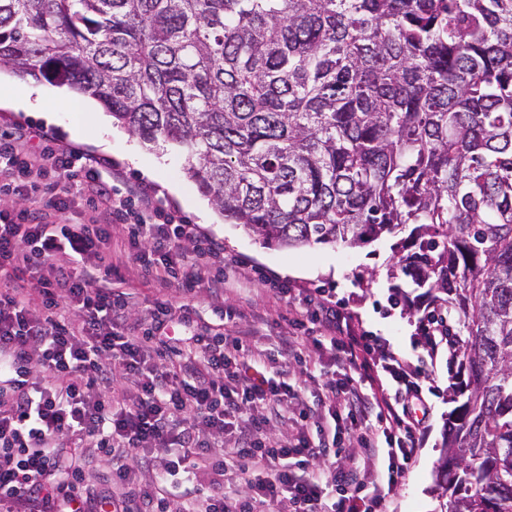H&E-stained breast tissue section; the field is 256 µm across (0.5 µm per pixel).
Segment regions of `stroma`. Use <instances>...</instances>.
Returning a JSON list of instances; mask_svg holds the SVG:
<instances>
[{"mask_svg": "<svg viewBox=\"0 0 512 512\" xmlns=\"http://www.w3.org/2000/svg\"><path fill=\"white\" fill-rule=\"evenodd\" d=\"M37 84L45 93L44 104L18 112L0 107V130L10 131L18 126L45 130L62 148L110 159L133 182L146 179L145 170H152L154 177L150 182L166 204L191 223L199 222L194 206L205 202L206 197L187 176L185 157L179 150L143 142L113 124L105 128L95 126L77 112L80 94L44 80ZM203 230L223 243L226 257L241 261L229 274L225 309L231 313L246 310L250 305L267 309L269 323L255 324L253 332L256 342L269 353H278L281 337L302 333L293 324L286 304L273 295L269 281L276 278L298 290L319 288L329 292L337 305L351 315L355 331L381 338L388 354L408 361L412 370L418 372L419 384L433 412L426 422L423 443L387 510L438 512L432 491L433 470L441 456L443 434L453 408L447 396L452 383L448 351L443 347L432 351L418 344L415 319L389 302L393 283L389 275L392 237L359 247L338 244L283 249L262 244L243 227L225 223L220 215L213 223L204 225ZM369 270L375 271V278L362 281V274Z\"/></svg>", "mask_w": 512, "mask_h": 512, "instance_id": "stroma-1", "label": "stroma"}]
</instances>
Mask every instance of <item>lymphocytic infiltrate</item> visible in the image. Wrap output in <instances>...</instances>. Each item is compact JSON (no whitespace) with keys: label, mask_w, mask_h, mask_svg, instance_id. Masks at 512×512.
<instances>
[{"label":"lymphocytic infiltrate","mask_w":512,"mask_h":512,"mask_svg":"<svg viewBox=\"0 0 512 512\" xmlns=\"http://www.w3.org/2000/svg\"><path fill=\"white\" fill-rule=\"evenodd\" d=\"M0 195L24 202L0 212V512H168L177 486L197 512H384L423 440L412 409L427 401L402 365L373 360L329 295L276 288L295 324L320 333L284 337L274 358L169 300L135 309L125 286L145 280L206 291L224 310V276L209 272L223 244L154 188L18 128L0 134ZM74 196L86 222L67 217ZM326 349L367 388L329 379L289 410L301 388L283 360L310 378ZM243 360L274 374L251 382ZM99 465L110 487L84 495Z\"/></svg>","instance_id":"f902f5d3"}]
</instances>
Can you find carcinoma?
Here are the masks:
<instances>
[{"mask_svg": "<svg viewBox=\"0 0 512 512\" xmlns=\"http://www.w3.org/2000/svg\"><path fill=\"white\" fill-rule=\"evenodd\" d=\"M176 145L263 244L393 245L458 363L440 512H512V0H0V69Z\"/></svg>", "mask_w": 512, "mask_h": 512, "instance_id": "1", "label": "carcinoma"}]
</instances>
